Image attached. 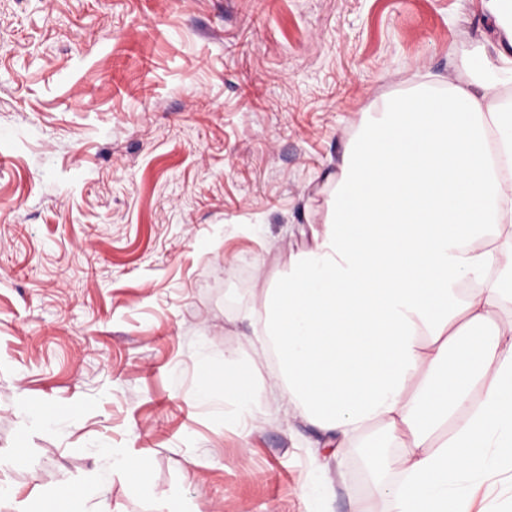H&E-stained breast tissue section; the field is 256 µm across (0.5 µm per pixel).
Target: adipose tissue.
Wrapping results in <instances>:
<instances>
[{
    "label": "adipose tissue",
    "instance_id": "adipose-tissue-1",
    "mask_svg": "<svg viewBox=\"0 0 512 512\" xmlns=\"http://www.w3.org/2000/svg\"><path fill=\"white\" fill-rule=\"evenodd\" d=\"M482 8L500 45L463 58L465 83L364 113L311 245L247 314L276 363L274 401L330 447L363 443L392 512H459L460 479L512 462V0ZM199 395L258 401L230 357ZM111 471L154 495L145 458L113 454ZM86 496L22 499L0 482L14 512H85Z\"/></svg>",
    "mask_w": 512,
    "mask_h": 512
}]
</instances>
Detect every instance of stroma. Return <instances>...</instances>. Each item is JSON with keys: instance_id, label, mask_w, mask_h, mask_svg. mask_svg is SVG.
Returning a JSON list of instances; mask_svg holds the SVG:
<instances>
[{"instance_id": "1", "label": "stroma", "mask_w": 512, "mask_h": 512, "mask_svg": "<svg viewBox=\"0 0 512 512\" xmlns=\"http://www.w3.org/2000/svg\"><path fill=\"white\" fill-rule=\"evenodd\" d=\"M496 41L481 0H0V479L166 512L114 450L186 512H390L360 449L310 473L321 431L200 400V373L268 379L245 313L363 113ZM460 489L512 512V474ZM112 478L124 480L133 489L145 496H155V488L151 482L150 467L145 458L112 452Z\"/></svg>"}]
</instances>
